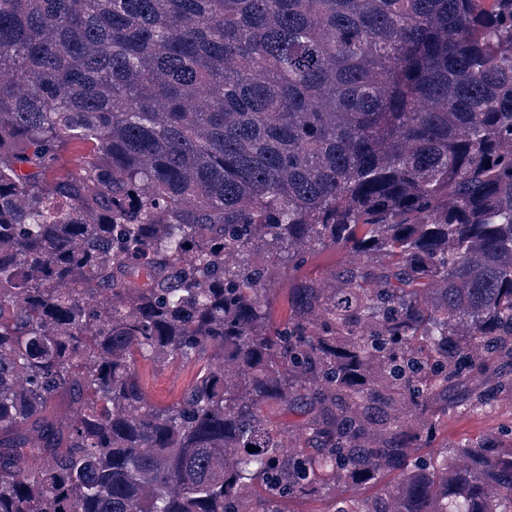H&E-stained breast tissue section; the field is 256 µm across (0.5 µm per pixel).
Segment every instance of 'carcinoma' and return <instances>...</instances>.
<instances>
[{
	"mask_svg": "<svg viewBox=\"0 0 512 512\" xmlns=\"http://www.w3.org/2000/svg\"><path fill=\"white\" fill-rule=\"evenodd\" d=\"M475 365L512 390V0H0V512H512V448L407 466ZM350 259L351 255L333 247L316 248L306 254L303 263L290 270L288 276L278 280L274 285L276 291L271 309L273 321L284 322L291 313L288 295L293 280L326 282L336 269L348 263ZM196 368L192 365L159 367L142 361L137 368L141 385L151 403L169 405L182 398L191 385ZM390 481H394V475L388 473L375 485L349 488L336 484V489L330 485L319 497L287 499L282 503V508L288 512H336L349 500L374 498L381 495L385 485Z\"/></svg>",
	"mask_w": 512,
	"mask_h": 512,
	"instance_id": "1",
	"label": "carcinoma"
}]
</instances>
